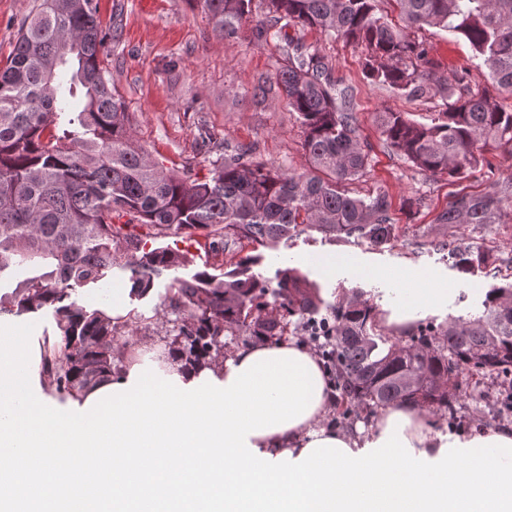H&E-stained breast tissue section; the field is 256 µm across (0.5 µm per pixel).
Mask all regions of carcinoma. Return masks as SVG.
Listing matches in <instances>:
<instances>
[{
	"label": "carcinoma",
	"mask_w": 512,
	"mask_h": 512,
	"mask_svg": "<svg viewBox=\"0 0 512 512\" xmlns=\"http://www.w3.org/2000/svg\"><path fill=\"white\" fill-rule=\"evenodd\" d=\"M251 2L197 0L227 37L249 22ZM380 2L263 0L252 35L273 44L285 64L275 77L259 78L255 93L286 96L303 129L308 169L276 168L250 148L226 145L202 179L158 165L135 142L132 117L108 78L107 36L94 0L34 2L0 67V282L13 280V291L0 294V313L45 310L77 337L45 368L58 392L103 378L120 336L112 318L77 304L81 289L123 272L141 298L164 272L193 262L178 248L144 249L139 235L124 232L131 224L159 237L201 231L212 252L232 238L264 247L301 225L376 246L396 238L387 193L355 197L348 189L369 166L351 96L336 89L325 58L285 29L341 38L363 50L372 83L440 100L428 123L392 109L377 118L388 146L419 171L458 179L491 173L486 148L512 149V110L469 92L467 70L453 84L438 75L425 43L410 33L429 26L462 37L493 84L511 93L512 0H393L398 23L381 13ZM511 201L512 179L490 194L455 197L435 223L497 224ZM487 260L478 247L457 254L465 274ZM254 261L240 258L222 279L206 270L178 277L152 307L184 319L171 343L187 358L221 356L226 331L282 337L296 317L330 337L343 398L371 410L406 403L441 415L454 409L461 373L512 372V282L489 290L480 316L420 323L404 342L357 296L342 301L333 320H312L322 304L317 283L287 268L271 290L248 275Z\"/></svg>",
	"instance_id": "cac0c4a2"
}]
</instances>
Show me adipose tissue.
<instances>
[{
    "instance_id": "adipose-tissue-1",
    "label": "adipose tissue",
    "mask_w": 512,
    "mask_h": 512,
    "mask_svg": "<svg viewBox=\"0 0 512 512\" xmlns=\"http://www.w3.org/2000/svg\"><path fill=\"white\" fill-rule=\"evenodd\" d=\"M86 310L130 325V289L82 291ZM448 303L417 288L380 325L400 332ZM66 338H43L39 316L0 318V392L17 407L0 421V474L23 498L59 504L83 473L101 474L113 512H512V429L433 436L406 404L371 430L322 425L334 400L317 356L296 341L256 342L230 357L158 361L144 353L98 384L58 393L44 373ZM111 445L107 468L95 446Z\"/></svg>"
}]
</instances>
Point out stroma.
I'll return each instance as SVG.
<instances>
[{
	"instance_id": "obj_1",
	"label": "stroma",
	"mask_w": 512,
	"mask_h": 512,
	"mask_svg": "<svg viewBox=\"0 0 512 512\" xmlns=\"http://www.w3.org/2000/svg\"><path fill=\"white\" fill-rule=\"evenodd\" d=\"M97 17L104 32H115L108 41V68L112 84L125 108L133 113V134L153 160L176 172L207 176L216 154L213 144L247 145L263 159L285 170H303V130L286 99H255L259 78L273 76L283 60L273 44L252 35L225 37L216 30L195 0H96ZM418 35L437 62L438 74L455 78L471 71L473 91L485 92L504 108H512V93L498 90L486 70L473 67V52L465 40L438 28L426 27ZM303 43L324 56L331 76L354 90L359 133L370 153V166L353 194L384 188L399 237L376 246L362 237H334L299 227L259 249L228 244L222 254L175 237H155L142 225L136 232L149 245L189 248L196 269L222 275L243 256L258 252L251 272L268 288H276L279 270L294 267L315 281L321 291L323 312H330L348 297L357 295L385 314L400 304L414 283L409 276H425L429 288L448 291V305L427 314L434 324L449 316L479 314L493 285L512 281V205L505 206L500 223L463 224L447 233L435 230L436 216L454 197L478 196L493 191L494 180L512 178V150L493 148L488 153L494 176L478 172L463 180L427 176L392 150L375 123L378 112L393 109L418 121H428L429 103L372 84L363 73L361 48L312 30L301 32ZM208 130L212 143H202L199 133ZM451 246H442V239ZM481 246L488 254L487 267L478 274H461L456 268L455 246ZM344 258L343 266H324V259ZM495 376L472 375L459 392L454 418L425 415L431 435L469 434L512 425V409L500 394Z\"/></svg>"
}]
</instances>
